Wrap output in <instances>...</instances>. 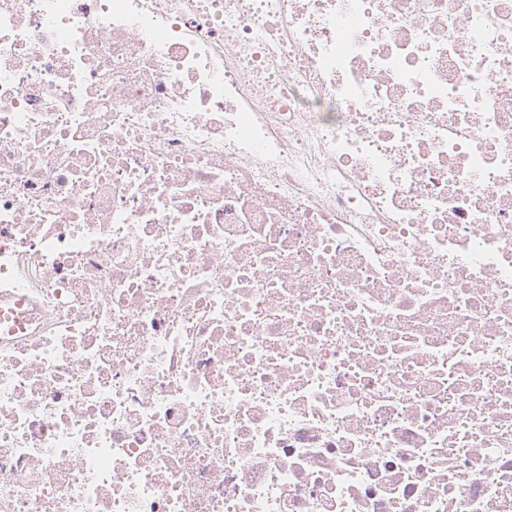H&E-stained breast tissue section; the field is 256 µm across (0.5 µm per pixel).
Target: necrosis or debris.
<instances>
[{
    "mask_svg": "<svg viewBox=\"0 0 512 512\" xmlns=\"http://www.w3.org/2000/svg\"><path fill=\"white\" fill-rule=\"evenodd\" d=\"M0 512H512V0H0Z\"/></svg>",
    "mask_w": 512,
    "mask_h": 512,
    "instance_id": "obj_1",
    "label": "necrosis or debris"
}]
</instances>
